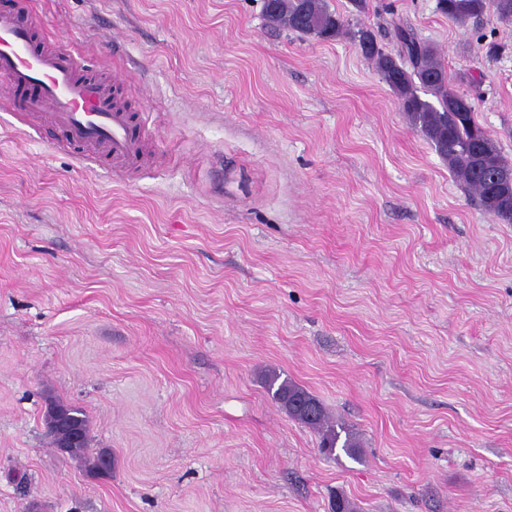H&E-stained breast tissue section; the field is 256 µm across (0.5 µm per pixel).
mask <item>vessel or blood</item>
I'll return each instance as SVG.
<instances>
[{"instance_id":"vessel-or-blood-1","label":"vessel or blood","mask_w":512,"mask_h":512,"mask_svg":"<svg viewBox=\"0 0 512 512\" xmlns=\"http://www.w3.org/2000/svg\"><path fill=\"white\" fill-rule=\"evenodd\" d=\"M28 0L0 9V95L20 118L53 123L69 145H96L113 168L147 162L145 121L116 106L112 89L70 52L36 44Z\"/></svg>"}]
</instances>
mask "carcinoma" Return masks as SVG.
I'll return each mask as SVG.
<instances>
[{
	"instance_id": "1",
	"label": "carcinoma",
	"mask_w": 512,
	"mask_h": 512,
	"mask_svg": "<svg viewBox=\"0 0 512 512\" xmlns=\"http://www.w3.org/2000/svg\"><path fill=\"white\" fill-rule=\"evenodd\" d=\"M437 9L458 25L476 21L488 10L500 22L512 25V0H437ZM263 12L270 26L320 41L349 36L362 56L374 63L413 128L448 161L456 180L474 194L481 210L494 220L512 223V162L476 120L470 97L449 87L447 66L433 46L419 40L412 30L398 27L394 30L397 54H389L371 29L346 27L343 16L329 10L326 0H264ZM266 388L292 419L319 432L323 453L332 455L340 447L357 459L361 446L357 433L333 421L318 397L286 379L279 380L277 374L267 377ZM63 416L79 430L75 447L64 453L83 462L93 476L112 475V454L106 449L90 452L85 413L57 399L49 400L45 413L51 444L56 447L66 437L59 426Z\"/></svg>"
}]
</instances>
